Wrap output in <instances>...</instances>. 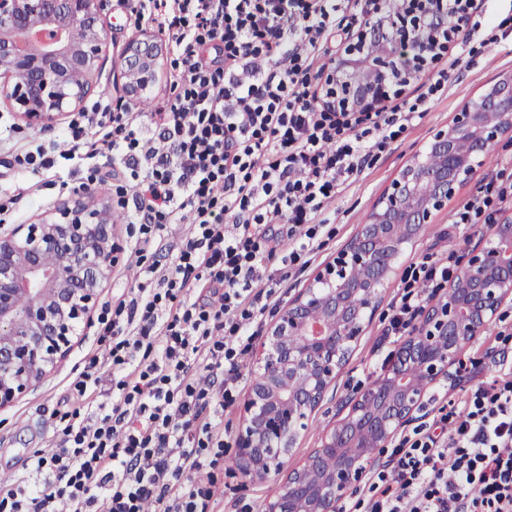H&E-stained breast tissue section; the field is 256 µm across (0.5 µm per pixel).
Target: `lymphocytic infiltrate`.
I'll list each match as a JSON object with an SVG mask.
<instances>
[{
  "label": "lymphocytic infiltrate",
  "instance_id": "lymphocytic-infiltrate-1",
  "mask_svg": "<svg viewBox=\"0 0 512 512\" xmlns=\"http://www.w3.org/2000/svg\"><path fill=\"white\" fill-rule=\"evenodd\" d=\"M449 42L495 31L473 0H444ZM368 13L363 0H131L136 25L163 26L173 47V101L143 115L111 99L77 112L63 133L85 181L105 185L121 158L137 199L128 211L139 250L191 219L194 232L104 318L105 358H92L79 395L108 386L110 402L64 412L61 438L34 455L36 480L0 485V512H212L224 452V396L237 385V349L257 335L274 281L264 228L286 227L288 259L314 250L325 204L357 178L378 139L411 121L400 106L330 112L300 80L336 28ZM223 49V61L206 59ZM156 131L145 135V124ZM24 181L0 212L30 200V181L55 168L51 141L14 150ZM220 286L219 303L193 296ZM441 431L404 439L369 486L367 512H512V360L450 405Z\"/></svg>",
  "mask_w": 512,
  "mask_h": 512
}]
</instances>
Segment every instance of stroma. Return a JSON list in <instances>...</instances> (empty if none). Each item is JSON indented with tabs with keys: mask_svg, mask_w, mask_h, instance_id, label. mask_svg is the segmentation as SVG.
<instances>
[{
	"mask_svg": "<svg viewBox=\"0 0 512 512\" xmlns=\"http://www.w3.org/2000/svg\"><path fill=\"white\" fill-rule=\"evenodd\" d=\"M504 35L493 44L473 40L460 56L445 55L420 71L417 80L402 87L401 102L412 105L424 103L425 112L398 128L384 149L376 152L359 177L345 184L325 207V223L317 229V248L303 261L287 267L289 274L276 288L277 302L269 306L262 319L259 333L239 359L241 378L234 391L235 400L224 409V461L216 471L222 493L213 504L214 512H263L265 504L278 491L280 478L270 475L255 480L244 474L237 463V437L246 420L245 405L254 379L260 369L262 346L282 305L296 297L335 258L336 254L366 223L371 212L387 193L400 170L421 155L433 135L452 125L456 115L463 112L497 81L512 77V13L499 9ZM103 17L112 37L108 55L99 79L90 95L91 100L107 96L112 100L127 99L131 106L140 101L159 105L170 97V61L161 59L157 75L141 94L124 97L122 85V52L128 42L140 34L130 14L127 0H106ZM449 72L450 78L441 90L433 85L439 72ZM0 119L6 122L0 131V185H9L16 178L7 152L8 146L21 144L35 132L19 125L14 112L0 104ZM494 184L488 195V206L481 215L465 214L464 206L477 197L482 186ZM512 185V133L498 136L482 157L477 177L460 186L454 197L442 209L435 211L419 237L407 246L398 259L395 270L378 293L376 308L363 324V331L353 344L346 363L328 388L323 401L309 411L305 426L300 430L287 464L296 466L317 450L323 434L338 420L343 399L362 386L380 378L382 365L389 352L397 351L401 337L387 333L392 308L402 294V280L410 268L424 259H448L467 263L472 249L491 234V219L512 217V196L500 200L496 191ZM138 227L134 224H115L113 241L119 245L118 260L112 275L100 290L99 303L122 299L142 282L139 255L134 243ZM101 326L97 316L82 323L72 339L66 355L60 358L48 374L31 387L12 405L0 409V471L20 478L29 476L26 463L35 451L55 447L58 433L51 420L53 411L67 408L73 385L90 358L103 355L100 341ZM512 334V300H506L495 319L481 335L465 343L461 355L474 362L477 369L472 377L457 384L442 382L440 391H428L423 398L415 422L427 425L440 419L442 407L449 401H463L477 381L488 380L494 374L492 358L500 349L512 354V341L503 337Z\"/></svg>",
	"mask_w": 512,
	"mask_h": 512,
	"instance_id": "stroma-1",
	"label": "stroma"
}]
</instances>
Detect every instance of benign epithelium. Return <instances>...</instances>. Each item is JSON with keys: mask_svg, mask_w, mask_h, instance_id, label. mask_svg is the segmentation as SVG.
I'll return each mask as SVG.
<instances>
[{"mask_svg": "<svg viewBox=\"0 0 512 512\" xmlns=\"http://www.w3.org/2000/svg\"><path fill=\"white\" fill-rule=\"evenodd\" d=\"M103 0H0V102L26 126L43 128L79 112L91 94L109 48ZM398 27L385 15L362 27L330 64L325 85L336 112H374L386 80H408L447 43L448 16L439 0H406ZM80 27L75 41L70 31ZM162 40H132L123 57L125 89L134 95L155 79ZM512 132V78L471 102L426 155L400 172L391 193L319 275L283 309L246 405L238 456L246 475L264 479L284 458L346 361L351 343L374 308L406 243L456 186L472 180L478 159L499 133ZM111 200L84 185L25 224L0 225V409L42 379L88 317L111 274ZM22 295L34 297L25 310ZM512 297V219L492 225L485 244L451 279L448 295L423 316L396 352L390 369L359 389L347 415L320 448L288 471L265 512H339L343 498L379 463V450L411 422L430 386L451 376L462 345Z\"/></svg>", "mask_w": 512, "mask_h": 512, "instance_id": "1", "label": "benign epithelium"}]
</instances>
